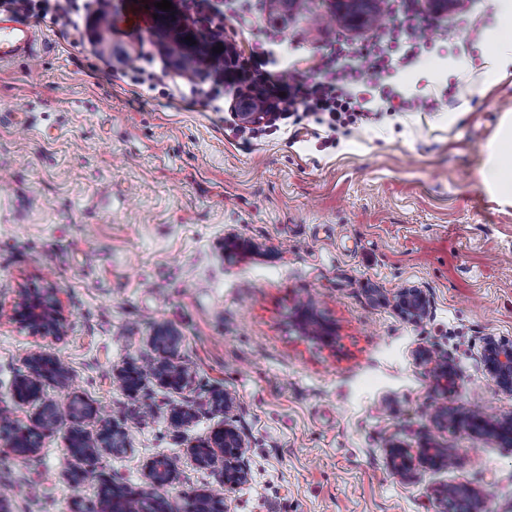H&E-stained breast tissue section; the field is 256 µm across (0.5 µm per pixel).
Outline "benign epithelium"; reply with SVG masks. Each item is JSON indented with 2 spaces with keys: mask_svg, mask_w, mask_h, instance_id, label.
Returning <instances> with one entry per match:
<instances>
[{
  "mask_svg": "<svg viewBox=\"0 0 512 512\" xmlns=\"http://www.w3.org/2000/svg\"><path fill=\"white\" fill-rule=\"evenodd\" d=\"M395 302L400 312L407 318L418 319L426 310V298L421 289L406 287L400 289ZM312 307L302 306L300 328L307 332L311 327L319 328L316 337L324 342L332 340L334 329L314 318ZM15 319L34 336L59 337L64 331V317L54 290L47 294H37L28 298L22 307L15 311ZM153 346L160 356L146 372L130 371L124 366L116 371L119 384L128 389L143 387L146 380H154L172 390H181L189 385L191 376L186 368L172 362L169 357L177 346L179 336L166 326H159L151 336ZM416 360L430 367L433 378L443 394L453 391L458 384L459 375L448 359L437 356L427 348L416 352ZM26 373L18 376L14 382V397L21 406L35 409L33 426L20 427L15 418H10L14 430H0V439L19 458L37 455L41 447V435L38 429L48 430L59 420L61 411L56 403L45 399L46 383H60L67 378V370L55 356L42 349L28 354L25 359ZM481 362L485 372L490 375L498 389L512 394V342H504L493 337L487 339ZM462 412L442 404L436 407L432 421L436 428L458 427L477 434H493L498 438L512 442V417L491 418L485 416L472 421V426L461 423ZM68 417L72 427L67 436V447L71 456L79 463L69 474V480L80 485L93 473L101 458L112 453L114 448H130L124 427L103 421L96 408L82 399H72L68 405ZM246 441L238 429L229 422L218 427L210 437L191 442L188 447L194 464L201 468L218 471L224 477V492L246 483L248 470L243 464ZM389 467L400 478L407 479L419 470H437L444 462H453L448 449L441 447L427 436L417 448L389 440L386 444ZM144 474L147 485L153 493L138 491L139 497L129 496L120 489H112V512H168L166 500L157 491L172 486L178 479V464L168 455H156L146 461ZM460 500V512H482V500L479 492L469 485H444L435 490V512H453L450 498ZM227 498L211 492H196L189 497L185 512H226Z\"/></svg>",
  "mask_w": 512,
  "mask_h": 512,
  "instance_id": "benign-epithelium-1",
  "label": "benign epithelium"
}]
</instances>
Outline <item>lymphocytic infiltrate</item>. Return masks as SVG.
<instances>
[{
    "label": "lymphocytic infiltrate",
    "mask_w": 512,
    "mask_h": 512,
    "mask_svg": "<svg viewBox=\"0 0 512 512\" xmlns=\"http://www.w3.org/2000/svg\"><path fill=\"white\" fill-rule=\"evenodd\" d=\"M21 16L50 19L71 33H79L85 12L100 0H7ZM398 15L392 27L373 29L367 44L357 45L346 36H337L333 46L308 69L284 65L271 51L274 33L264 41L245 42L241 31L217 24L210 0H185L193 24L210 30L224 54V81L220 84H192L190 95L219 104L225 86L236 90L241 111L265 112L267 126H274L289 113L311 115L326 112L336 122L371 112H433L439 103L434 97L406 96L389 86L395 71L408 68L428 46L420 23V0H386ZM372 82H365V74Z\"/></svg>",
    "instance_id": "f902f5d3"
}]
</instances>
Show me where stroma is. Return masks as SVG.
<instances>
[{"label": "stroma", "mask_w": 512, "mask_h": 512, "mask_svg": "<svg viewBox=\"0 0 512 512\" xmlns=\"http://www.w3.org/2000/svg\"><path fill=\"white\" fill-rule=\"evenodd\" d=\"M469 8L465 30L439 13L430 52L396 78L407 94H446L439 111L380 112L334 130L321 114L247 142L234 112L121 75L125 55L158 41L137 0H112L106 22L89 14L75 36L41 22L37 59L0 67V410L32 425L12 384L41 348L70 375L46 384L47 399L63 408L81 396L128 428L130 451L103 458L99 474L138 488L147 459H177L179 480L163 491L171 512L184 495L224 491L190 462L187 442L226 420L247 442L249 471L230 512H433L434 489L460 483L482 494L484 512H512V446L432 426L443 401L512 417V395L481 364L488 337L512 342V206L480 180L485 147L512 113V75L486 77L498 12L490 0ZM315 13L329 15L330 0H296L251 27H276L308 60L341 29L313 24ZM102 25L107 51L94 36ZM408 286L428 301L417 321L395 306ZM51 287L66 332L31 335L14 312L25 292ZM308 301L334 323L331 342L295 328ZM160 324L178 332L171 357L191 383L129 394L113 372L157 358ZM421 347L455 366L451 395L417 362ZM215 390L233 397L231 411L212 402ZM176 408L194 414L182 435ZM70 428L61 416L27 459L0 441L10 512H73L75 498H91L96 482L67 479ZM427 434L454 465L395 476L387 439L415 447Z\"/></svg>", "instance_id": "1"}]
</instances>
